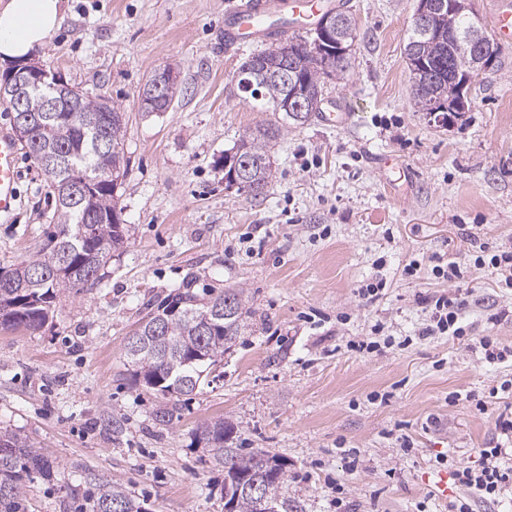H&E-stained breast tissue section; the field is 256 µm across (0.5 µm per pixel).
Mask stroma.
I'll return each mask as SVG.
<instances>
[{
	"instance_id": "stroma-1",
	"label": "stroma",
	"mask_w": 512,
	"mask_h": 512,
	"mask_svg": "<svg viewBox=\"0 0 512 512\" xmlns=\"http://www.w3.org/2000/svg\"><path fill=\"white\" fill-rule=\"evenodd\" d=\"M224 2L64 0L38 56L120 105L128 172L126 241L98 285L57 299L40 329L0 327V430L66 464L52 482L30 483L31 512H63L85 468L146 512H224V469L195 439L218 419L235 425L238 447L287 460L289 512H329L335 485L347 512H449L462 491L436 494L435 458L480 464L512 394L484 411L476 402L512 380V361L421 338L418 298L467 291L472 335L512 347V289L471 260L478 242L512 247V44H498L471 85L469 112L441 123L413 106L403 46L416 0H339L357 28L349 68L325 85L319 114L276 140L273 177L255 197L227 185L224 153L276 117L232 92L252 49L225 52ZM167 67L179 93L166 111H141L143 85ZM339 102L345 121L325 123ZM20 168L22 206L0 221V267L44 245L55 209L37 162L21 154ZM437 255L462 280L435 278ZM377 279V297L359 296ZM182 285L244 289L254 315L218 378L162 423L159 398L126 379L122 355L141 318ZM378 323L396 346L351 351Z\"/></svg>"
}]
</instances>
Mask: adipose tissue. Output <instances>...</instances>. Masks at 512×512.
<instances>
[{
	"mask_svg": "<svg viewBox=\"0 0 512 512\" xmlns=\"http://www.w3.org/2000/svg\"><path fill=\"white\" fill-rule=\"evenodd\" d=\"M62 0H0V62L43 50L63 20Z\"/></svg>",
	"mask_w": 512,
	"mask_h": 512,
	"instance_id": "obj_1",
	"label": "adipose tissue"
}]
</instances>
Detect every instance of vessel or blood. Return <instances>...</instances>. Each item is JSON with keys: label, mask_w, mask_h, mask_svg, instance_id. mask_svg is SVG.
Listing matches in <instances>:
<instances>
[{"label": "vessel or blood", "mask_w": 512, "mask_h": 512, "mask_svg": "<svg viewBox=\"0 0 512 512\" xmlns=\"http://www.w3.org/2000/svg\"><path fill=\"white\" fill-rule=\"evenodd\" d=\"M336 0H225L224 49L233 51L243 41L260 43L271 36V19H281V31L296 29L298 22L308 24L335 8ZM497 37L512 43V5L503 4L493 17ZM20 179L18 147L8 130H0V218L17 209Z\"/></svg>", "instance_id": "b4317fda"}]
</instances>
